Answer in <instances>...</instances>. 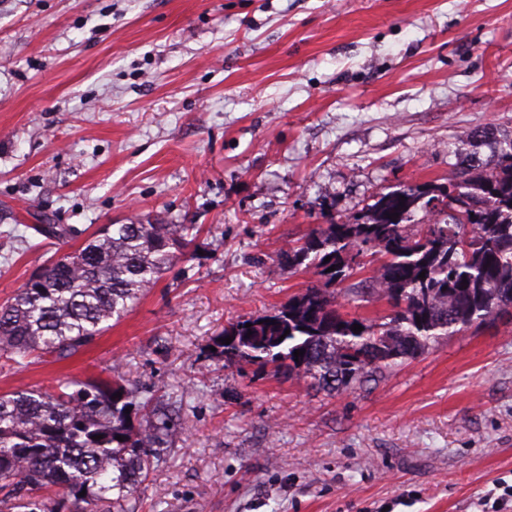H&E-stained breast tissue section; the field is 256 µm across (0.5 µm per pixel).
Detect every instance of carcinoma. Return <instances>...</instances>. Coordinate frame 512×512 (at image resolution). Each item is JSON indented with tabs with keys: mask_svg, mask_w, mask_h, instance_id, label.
Returning <instances> with one entry per match:
<instances>
[{
	"mask_svg": "<svg viewBox=\"0 0 512 512\" xmlns=\"http://www.w3.org/2000/svg\"><path fill=\"white\" fill-rule=\"evenodd\" d=\"M482 147L490 150L485 159ZM453 155L448 183L404 185L382 194L368 213L324 224L289 246L288 266L314 267L316 282L269 314L224 327L215 347L225 364L347 391L443 336L511 315L512 130L474 129ZM418 212L427 221L421 233L409 225ZM193 229L108 224L48 261L0 309V355L17 365L33 352L74 355L186 254ZM33 230L62 243L75 234L64 224ZM364 251L382 258L370 281L393 308L384 323L339 311L336 284ZM354 324L363 330L352 331ZM297 350L303 356L294 357ZM111 373L108 380L61 381L53 393L20 387L0 394V512H136V489L180 430L168 411L134 425L138 391L121 359Z\"/></svg>",
	"mask_w": 512,
	"mask_h": 512,
	"instance_id": "1",
	"label": "carcinoma"
}]
</instances>
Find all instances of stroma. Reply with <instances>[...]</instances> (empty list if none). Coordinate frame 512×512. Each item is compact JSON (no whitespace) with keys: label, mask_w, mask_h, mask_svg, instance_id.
I'll return each instance as SVG.
<instances>
[{"label":"stroma","mask_w":512,"mask_h":512,"mask_svg":"<svg viewBox=\"0 0 512 512\" xmlns=\"http://www.w3.org/2000/svg\"><path fill=\"white\" fill-rule=\"evenodd\" d=\"M475 127L512 129V0H0V305L103 225L198 228L73 356L0 359V394L123 358L182 432L137 512H512V317L333 396L211 350L315 282L289 243L447 182Z\"/></svg>","instance_id":"1"}]
</instances>
